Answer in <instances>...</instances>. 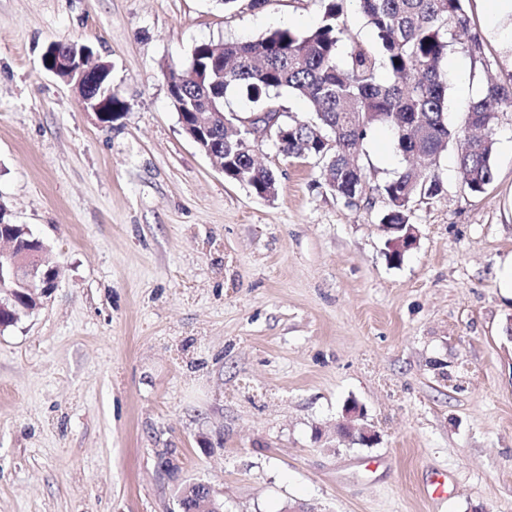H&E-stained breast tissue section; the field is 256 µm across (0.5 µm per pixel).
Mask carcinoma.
I'll use <instances>...</instances> for the list:
<instances>
[{
    "label": "carcinoma",
    "instance_id": "1",
    "mask_svg": "<svg viewBox=\"0 0 512 512\" xmlns=\"http://www.w3.org/2000/svg\"><path fill=\"white\" fill-rule=\"evenodd\" d=\"M321 19L306 32L276 29L253 40L224 42V63L192 53L191 73L170 69L171 86L181 93L185 112L202 107V91L213 97L224 125L212 133L224 149V166L262 196L261 187L277 184L273 171L252 164L255 139L239 129L237 112L224 108L227 94L238 90L257 105L281 113L270 137L286 158H314L324 180L335 179L337 197L353 203L365 194L360 148L378 126L388 127L406 165L380 187L388 201L382 224L409 223V204L417 196L436 197L441 182L431 174L440 153L458 145L457 167L472 193H482L494 179L491 131L498 112L512 107V82L489 83L474 99L463 125H448L445 106L448 75L442 67L448 37L470 30L463 0H356L376 39H347L343 21L347 0H316ZM285 94L307 100L312 116L301 120L283 114ZM326 130L333 147L322 154L316 131ZM27 306L24 294L0 293V328L14 324L16 308Z\"/></svg>",
    "mask_w": 512,
    "mask_h": 512
}]
</instances>
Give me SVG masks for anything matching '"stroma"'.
<instances>
[{"label": "stroma", "instance_id": "1", "mask_svg": "<svg viewBox=\"0 0 512 512\" xmlns=\"http://www.w3.org/2000/svg\"><path fill=\"white\" fill-rule=\"evenodd\" d=\"M475 61L452 41L448 123L512 65L464 0ZM314 0H0V203L46 244L58 286L0 331V512H176L209 483L224 512H512V107L495 177L464 186L456 149L418 197L419 237L385 257L379 188L404 166L388 129L361 147L348 205L312 159L268 138L275 199L225 178L183 133L169 69L202 42L303 32ZM79 41L112 66V124L47 73ZM466 80H459V71ZM379 438L336 425L349 403ZM436 471L455 483L429 496Z\"/></svg>", "mask_w": 512, "mask_h": 512}]
</instances>
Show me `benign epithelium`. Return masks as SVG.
I'll use <instances>...</instances> for the list:
<instances>
[{"mask_svg":"<svg viewBox=\"0 0 512 512\" xmlns=\"http://www.w3.org/2000/svg\"><path fill=\"white\" fill-rule=\"evenodd\" d=\"M90 58H92L90 49L74 42L60 47L55 46L44 53L42 65L46 71L61 77L67 83L74 84L83 108L101 116L112 111V92L102 87L103 71L91 64ZM280 116L279 112H262L242 121V124L249 134L259 139L269 135L272 126L277 123ZM222 120H224V114L221 112L208 113V120L205 122L180 117L185 133L192 141L204 148L208 155L211 154L208 132ZM382 229L389 235L397 234V237L389 243L392 253L402 254L417 244L418 230L413 224H384ZM46 265H48V249L45 247L29 252L19 251L13 247L1 248L0 283L8 280L16 285L27 287L37 280L41 284V296L47 297L57 288V280L47 281L46 273L42 271V267ZM363 418L364 413L361 407L356 404L347 406L343 420L336 424V433L365 445L372 444L378 439V434L375 430L358 424V421ZM195 493L204 497L207 503L215 499V493L210 484L194 481L185 486V493L179 496L178 501L181 502Z\"/></svg>","mask_w":512,"mask_h":512,"instance_id":"benign-epithelium-1","label":"benign epithelium"}]
</instances>
